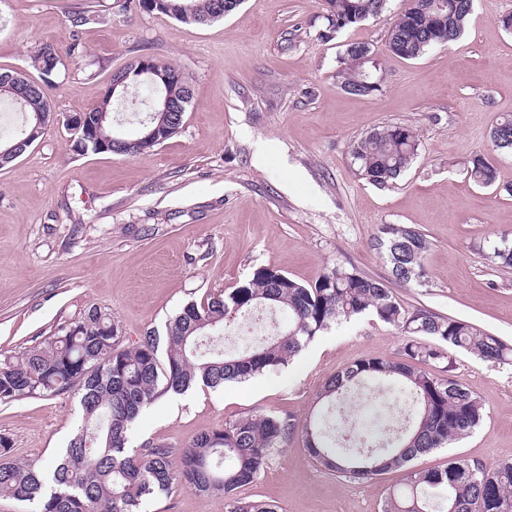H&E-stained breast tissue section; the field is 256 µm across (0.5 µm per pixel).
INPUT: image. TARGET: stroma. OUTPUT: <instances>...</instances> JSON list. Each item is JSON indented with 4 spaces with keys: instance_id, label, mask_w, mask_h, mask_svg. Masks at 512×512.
I'll return each instance as SVG.
<instances>
[{
    "instance_id": "1",
    "label": "stroma",
    "mask_w": 512,
    "mask_h": 512,
    "mask_svg": "<svg viewBox=\"0 0 512 512\" xmlns=\"http://www.w3.org/2000/svg\"><path fill=\"white\" fill-rule=\"evenodd\" d=\"M112 2L0 0V69L35 79L42 43L65 54L72 41L81 46L48 91L57 121L0 168V354L38 344L93 307L112 314L126 344H135L259 267L302 283L337 264L388 278L371 246L385 224L414 226L430 243L424 279L392 287L406 309L465 319L512 345V269L482 256L512 240V155L495 153L490 140L495 122L512 116V33L497 23L512 0H474L458 40L410 61L386 47L401 0L338 31L326 30L320 0H243L208 26L122 12ZM83 10L96 19L75 26ZM352 42L369 44L382 66L373 96L350 95L336 81ZM145 54L191 82L181 133L136 159L73 152L66 118L98 104L113 72ZM394 124L414 129L420 151L394 185L377 187L356 175L351 146ZM479 153L496 167L495 188L467 177ZM404 341L369 314L331 325L286 368L162 395L132 424L127 446L182 448L200 431L247 415L303 421L329 376L366 358L399 359ZM452 356L454 378L483 400L487 416L412 468L512 460V366L460 350ZM82 422L71 393L0 401V436L16 459L52 461ZM404 476L392 470L346 481L320 467L296 435L237 495L278 512H381ZM141 512H225L224 498L177 487L144 498Z\"/></svg>"
}]
</instances>
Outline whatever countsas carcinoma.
<instances>
[{
    "mask_svg": "<svg viewBox=\"0 0 512 512\" xmlns=\"http://www.w3.org/2000/svg\"><path fill=\"white\" fill-rule=\"evenodd\" d=\"M224 2L120 0L117 7L207 25L224 19ZM389 2L324 0L327 29L337 31L377 17L388 10ZM402 2L401 12L387 30L388 51L402 60L456 41L473 8V0ZM142 60L175 75L168 87L150 84V94L133 111L136 124L158 129L161 140L147 145L137 132L116 131L114 97L109 92L83 113L85 127L70 137L74 152L96 153L105 146L111 154L138 158L181 131V113L162 111V100L170 94L187 106L192 98L188 79L174 66L146 55L126 64L127 83L132 86L140 84L135 71ZM343 64L336 79L345 91L369 97L379 90L372 72L377 63L369 45H348ZM63 65L59 48L45 42L34 55L40 81L21 70L0 69V106L26 117L19 125L0 123V151L20 142L28 148L49 129L54 111L44 87L55 83ZM17 83L28 89L23 107L11 93ZM490 139L495 151L512 153V117L497 121ZM419 149L410 126L391 125L356 140L351 155L360 178L386 187L407 169ZM467 174L482 188L496 182V169L483 154L471 158ZM371 246L385 258L392 281L409 284L424 278L429 243L416 228L384 225ZM483 254L492 266L512 268V242L503 240ZM262 305L283 315L288 329L244 350L201 351L203 340L224 335L229 314L248 317ZM363 314L407 334L402 359H362L336 372L318 395L321 411L303 422L290 415H251L198 433L179 453L161 442L132 452L126 447L130 426L160 395L181 394L199 384L215 388L286 367L332 324ZM449 346L493 364L512 362V346L499 337L463 319L425 309L410 311L385 282L341 265L327 269L311 284L272 268H258L248 284L184 306L166 324L165 335L148 331L131 347L124 345L122 328L111 314L91 308L58 335L16 355L0 357V401L74 392L84 414L83 426L51 468L9 458L10 441L0 436V494L31 503L36 512H140L146 496L183 487L202 495H224L226 512H277L266 501L236 498V490L255 482L272 455L294 435L302 437L310 457L321 467L349 481H370L479 428L484 404L449 376L454 367ZM434 364L441 365L446 375L436 377L423 370ZM370 380L381 382L394 395L392 411L403 413V423L382 428L367 441L368 432L354 435L341 430L336 418L355 388ZM381 512H512V461L489 467L460 459L443 469L410 470L405 482L387 493Z\"/></svg>",
    "mask_w": 512,
    "mask_h": 512,
    "instance_id": "carcinoma-1",
    "label": "carcinoma"
}]
</instances>
